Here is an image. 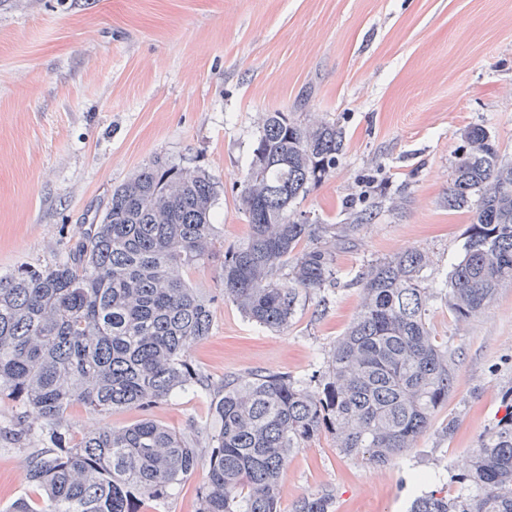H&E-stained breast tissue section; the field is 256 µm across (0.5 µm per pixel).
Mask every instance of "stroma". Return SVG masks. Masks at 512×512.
Wrapping results in <instances>:
<instances>
[{"label":"stroma","instance_id":"1","mask_svg":"<svg viewBox=\"0 0 512 512\" xmlns=\"http://www.w3.org/2000/svg\"><path fill=\"white\" fill-rule=\"evenodd\" d=\"M269 112L346 131L344 155L297 210L323 224L369 219L336 253V286L279 332L225 297L213 265L186 272L213 299L211 334L186 356L216 383L260 370L315 391L369 263L425 251L440 287L462 257L470 215L446 203L461 131L483 128L512 160V0H0V274L62 259L113 188L156 158L209 173L217 240L240 243V183ZM429 321L456 383L415 446L378 467L321 433L289 457L280 512L320 491L335 512H407L421 473L455 496L465 451L512 400V284L464 322L434 301ZM212 399L189 391L148 414L202 436L215 427ZM19 410L0 399V512L30 493L28 461L48 445L36 420L23 440L5 434ZM199 453L142 512H198L207 446Z\"/></svg>","mask_w":512,"mask_h":512}]
</instances>
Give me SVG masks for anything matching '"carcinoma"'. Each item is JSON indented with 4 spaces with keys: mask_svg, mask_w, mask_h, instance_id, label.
Returning <instances> with one entry per match:
<instances>
[{
    "mask_svg": "<svg viewBox=\"0 0 512 512\" xmlns=\"http://www.w3.org/2000/svg\"><path fill=\"white\" fill-rule=\"evenodd\" d=\"M461 137L448 208L472 218L444 301L465 321L512 283V163L484 129ZM344 147L334 122L271 112L241 183L243 242L216 246L208 173L157 158L112 190L99 223L64 259L0 275V398L22 407L15 438L28 434L34 413L54 442L30 461L33 495L6 512H140L195 471V442L148 416L78 437L67 417L76 406L145 411L178 389H213L185 356L212 329L211 300L184 278L191 268L219 258L224 296L271 330L335 285L336 246L356 225H340L328 243V226L307 222L294 204L336 168ZM430 264L411 250L369 265L359 312L325 361L320 392L286 374L224 376L199 512H279L288 458L323 430L341 453L377 465L413 447L455 383L453 360L429 325L438 294L426 283ZM459 484L452 499L422 491L410 512H512L511 410L467 451ZM332 505V493H312L293 512Z\"/></svg>",
    "mask_w": 512,
    "mask_h": 512,
    "instance_id": "cac0c4a2",
    "label": "carcinoma"
}]
</instances>
